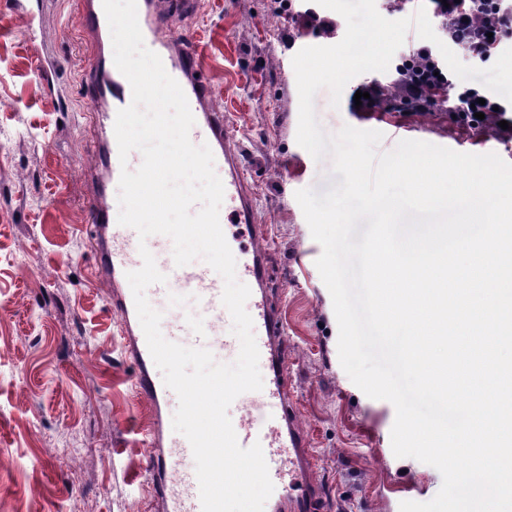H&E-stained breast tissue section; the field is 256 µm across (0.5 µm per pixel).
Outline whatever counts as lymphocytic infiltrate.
<instances>
[{
    "label": "lymphocytic infiltrate",
    "mask_w": 512,
    "mask_h": 512,
    "mask_svg": "<svg viewBox=\"0 0 512 512\" xmlns=\"http://www.w3.org/2000/svg\"><path fill=\"white\" fill-rule=\"evenodd\" d=\"M426 6L439 22V30L450 46L473 62H488L503 42L512 41V0H426ZM390 86L371 82L363 89L369 97L362 110L371 109L394 93L408 111L449 110L457 126L477 131L485 119L507 121L503 139H512V102L487 95L477 83L449 98L453 78L443 59L428 42L409 44L401 52L391 73Z\"/></svg>",
    "instance_id": "1"
}]
</instances>
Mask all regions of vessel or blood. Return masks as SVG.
<instances>
[{
	"mask_svg": "<svg viewBox=\"0 0 512 512\" xmlns=\"http://www.w3.org/2000/svg\"><path fill=\"white\" fill-rule=\"evenodd\" d=\"M195 7L196 0H137L138 22L148 48L160 56L166 72L187 97L195 119L190 131L192 143L208 145L214 156L223 159L224 198L237 222L256 233L260 227L255 220V194L241 167L228 121L209 109L211 92L201 76L202 58L191 35L177 37L171 31V15L189 14ZM81 9L84 33L93 48L85 83L96 116L98 170L90 178L88 229L98 256L97 273L112 284L109 308L119 315L120 332L135 366L133 388L152 408L146 469L152 476L153 496L161 502L163 512H202L192 449L183 435L174 432L165 413L172 392L153 373L154 361L126 277L127 272L142 265L138 233L119 224L120 205L112 196V186L120 179L123 163L119 160L114 125L118 111L130 105L132 90L114 64L102 0H82ZM154 240L159 247L154 255L156 265L167 277L166 282L156 284V291L171 302L190 293L197 302V310L189 318L164 310L168 340L194 336L196 346L209 349L218 361L228 354L238 355L240 343L221 301L222 277L202 260L189 269L176 266L172 240L160 234ZM234 257L238 280L251 290L259 366L268 375L262 402L269 407L261 417L235 424L238 442L245 448L256 443L262 447L274 484L266 502L268 512H321L326 493L312 477L316 458L288 397L285 326L281 314L267 300L269 254L256 244L240 248Z\"/></svg>",
	"mask_w": 512,
	"mask_h": 512,
	"instance_id": "obj_1",
	"label": "vessel or blood"
}]
</instances>
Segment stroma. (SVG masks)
<instances>
[{
    "instance_id": "obj_1",
    "label": "stroma",
    "mask_w": 512,
    "mask_h": 512,
    "mask_svg": "<svg viewBox=\"0 0 512 512\" xmlns=\"http://www.w3.org/2000/svg\"><path fill=\"white\" fill-rule=\"evenodd\" d=\"M10 2L0 0V512H162L146 469L150 407L132 387L111 288L96 276L94 247L80 231L94 123L80 0H30V17ZM273 12L272 0H198L195 14L172 18L171 27L195 34L210 106L235 129L260 242L272 256L270 299L286 325L290 395L317 458L325 512H400L401 502L433 499L442 476L394 455V406L367 397L342 368L332 298L316 267L322 248L295 198L335 179L330 159L315 160L296 141L292 58L338 43L346 22L316 33L272 21ZM38 60L52 79L37 94ZM350 95L343 90L335 106L329 90L317 92L325 132L377 130L388 152L397 130L512 163V140L495 130L461 129L445 112H357Z\"/></svg>"
}]
</instances>
